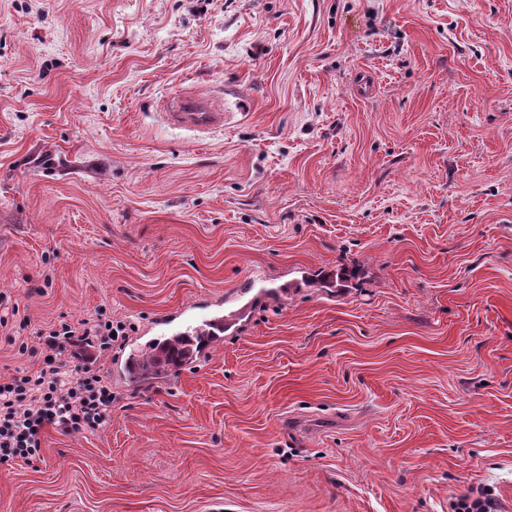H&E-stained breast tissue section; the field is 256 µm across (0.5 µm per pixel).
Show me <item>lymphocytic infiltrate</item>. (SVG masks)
<instances>
[{"mask_svg":"<svg viewBox=\"0 0 512 512\" xmlns=\"http://www.w3.org/2000/svg\"><path fill=\"white\" fill-rule=\"evenodd\" d=\"M124 330L102 317L60 322L43 336L39 369L0 380V463L39 459L48 430L91 433L108 423L112 389L96 363Z\"/></svg>","mask_w":512,"mask_h":512,"instance_id":"obj_1","label":"lymphocytic infiltrate"}]
</instances>
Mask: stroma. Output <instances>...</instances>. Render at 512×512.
Masks as SVG:
<instances>
[{"mask_svg": "<svg viewBox=\"0 0 512 512\" xmlns=\"http://www.w3.org/2000/svg\"><path fill=\"white\" fill-rule=\"evenodd\" d=\"M188 87L223 128L162 121ZM206 301L222 345L123 377ZM13 306L0 377L126 334L109 423L0 464V512H512V0H0ZM496 499L490 487H483L460 497L454 504V512H495Z\"/></svg>", "mask_w": 512, "mask_h": 512, "instance_id": "1", "label": "stroma"}]
</instances>
